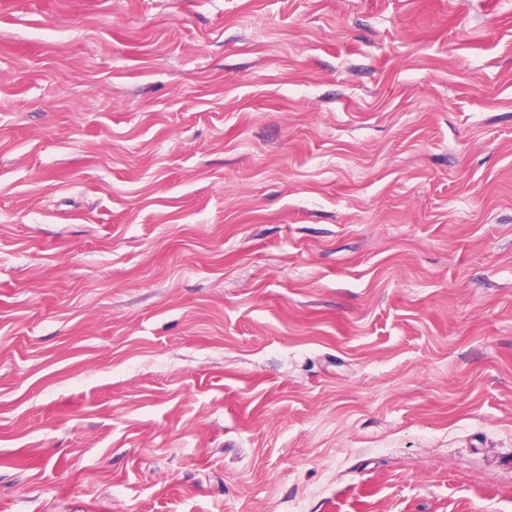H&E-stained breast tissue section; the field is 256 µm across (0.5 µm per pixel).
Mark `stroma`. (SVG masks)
I'll list each match as a JSON object with an SVG mask.
<instances>
[{
  "mask_svg": "<svg viewBox=\"0 0 512 512\" xmlns=\"http://www.w3.org/2000/svg\"><path fill=\"white\" fill-rule=\"evenodd\" d=\"M0 512H512V0H0Z\"/></svg>",
  "mask_w": 512,
  "mask_h": 512,
  "instance_id": "1",
  "label": "stroma"
}]
</instances>
